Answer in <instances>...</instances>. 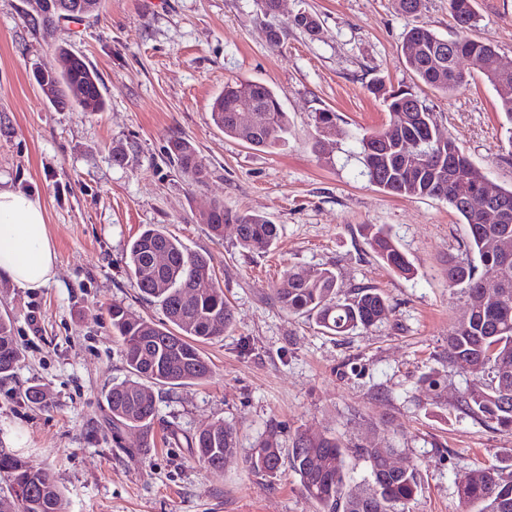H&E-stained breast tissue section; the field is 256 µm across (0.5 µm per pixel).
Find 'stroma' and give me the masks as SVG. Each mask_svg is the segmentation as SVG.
Returning <instances> with one entry per match:
<instances>
[{"instance_id": "35a3bbf8", "label": "stroma", "mask_w": 512, "mask_h": 512, "mask_svg": "<svg viewBox=\"0 0 512 512\" xmlns=\"http://www.w3.org/2000/svg\"><path fill=\"white\" fill-rule=\"evenodd\" d=\"M473 7L475 38L512 57V0ZM25 8L0 0V187L39 200L57 264L35 291L0 279V315L12 319L22 352L0 380V448L48 471L69 512H318L291 465L268 476L245 460L261 444L286 449L297 433L325 432L413 461L421 487L409 512H464L457 487L473 469L512 465V432L460 406L467 377L448 364V335L468 298L449 287L446 262L464 257L468 229L445 201L371 185L350 140L388 122L370 91L376 80L412 87L494 187L512 186L504 119L484 74L462 61L468 83L445 94L417 84L402 62L412 26L456 37L448 0H421L412 14L394 0H283L266 18L254 0H103L98 14L60 32L100 75V112L56 107L41 92L32 71L53 48ZM301 12L317 17L319 35L292 28L271 45L268 28ZM229 80L279 91L285 146L252 147L214 126L211 105ZM319 109L335 112L336 133L318 151L311 114ZM177 136L207 165L204 184L169 163ZM217 200L269 217L275 243L241 248L231 225L214 237L204 216ZM370 224L390 231L411 274L379 259ZM149 225L208 255L234 318L201 345L207 380L159 390L155 446L143 451L137 431L112 440L105 394L127 371L107 309L162 319L127 274V247ZM322 267L335 272L340 297L382 292L387 319L334 336L282 308L274 289L284 271ZM33 385L45 391L42 405L24 398ZM224 424L237 430L238 456L215 473L190 439Z\"/></svg>"}]
</instances>
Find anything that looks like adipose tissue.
I'll return each mask as SVG.
<instances>
[{
	"label": "adipose tissue",
	"mask_w": 512,
	"mask_h": 512,
	"mask_svg": "<svg viewBox=\"0 0 512 512\" xmlns=\"http://www.w3.org/2000/svg\"><path fill=\"white\" fill-rule=\"evenodd\" d=\"M56 260L40 202L0 188V278L36 290L54 277Z\"/></svg>",
	"instance_id": "obj_1"
}]
</instances>
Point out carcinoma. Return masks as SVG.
I'll return each instance as SVG.
<instances>
[{
    "label": "carcinoma",
    "mask_w": 512,
    "mask_h": 512,
    "mask_svg": "<svg viewBox=\"0 0 512 512\" xmlns=\"http://www.w3.org/2000/svg\"><path fill=\"white\" fill-rule=\"evenodd\" d=\"M461 36L448 40L426 26H415L404 36L402 51L406 68L422 84L443 93L463 85L468 75L459 67L461 59L498 55L490 44L466 35L478 26L479 18L471 0H448ZM77 17L96 13L101 0H69ZM45 37H56L59 23L47 10L25 12ZM501 71L486 76L495 90L499 107L509 127L507 144L512 149V58L503 57ZM46 74L47 99L54 105H70L101 111L106 101L98 74L85 59L62 43L55 44L53 62L37 73ZM250 89L255 104V125L240 129L236 109L239 88ZM372 92L383 100L389 122L398 126L364 132L355 136L369 183L395 196L440 199L468 226L466 258L448 261L449 287L467 294L477 291L483 278H498L501 288L494 303L459 322L448 335V364L470 376L462 406L486 422L512 431V261L505 264L486 248V239L501 233L500 224L481 223L479 201L474 199L485 179L484 173L465 156L455 172L448 173V159L435 160L459 148L456 139L435 129L433 114L409 90H393L383 83ZM211 117L224 136L255 147L276 149L286 143L288 113L279 93L260 82H230L214 99ZM316 145L324 146L326 133L336 132V113L321 109L312 115ZM426 161L415 180L402 177L405 156ZM168 159L193 184H203L209 170L194 144L173 138ZM211 231L222 236L224 225L235 227L239 244L245 249H265L278 237V225L257 214L229 211L224 203L213 204L205 216ZM370 245L391 270L408 275L411 267L390 232L383 226L367 227ZM162 253L166 263L154 262ZM127 268L141 295L159 305L165 322L155 323L114 304L109 311L112 333L122 346L129 377L112 384L105 396L112 419V433L119 438L124 428L140 432V447L152 448L159 424L155 388L181 386L206 380L209 362L198 343L224 335L232 324V310L224 301V289L216 280L208 259L190 250L179 239L158 226H150L134 239L128 249ZM281 306L294 314L315 318L332 335H344L368 328L385 319L390 311L386 297L373 288H360L355 296L338 298L336 275L328 268L301 273L288 269L275 288ZM21 351L9 318L0 317V378L13 375ZM200 462L210 470L224 471V464L237 457V433L229 425L201 430L192 442ZM361 456L369 466V477L355 483L348 475L349 453ZM396 448H346L325 433H299L291 448L295 473L304 492L319 506V512H402L416 496L420 478L410 461L394 470L390 460ZM250 471L274 475L281 467L282 449L262 446L246 459ZM0 472L10 477L9 496H0V512H68V502L54 478L0 448ZM458 496L468 512H512V469L477 468L458 486Z\"/></svg>",
    "instance_id": "1"
}]
</instances>
